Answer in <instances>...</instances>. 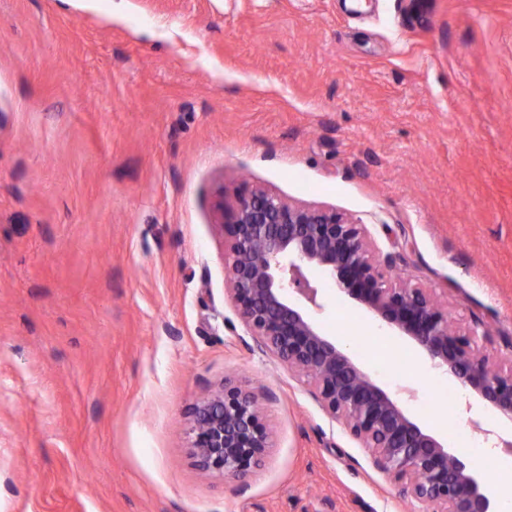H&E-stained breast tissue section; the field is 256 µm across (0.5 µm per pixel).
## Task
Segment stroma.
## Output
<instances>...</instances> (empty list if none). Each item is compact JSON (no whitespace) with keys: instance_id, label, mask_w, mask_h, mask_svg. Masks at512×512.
Masks as SVG:
<instances>
[{"instance_id":"35a3bbf8","label":"stroma","mask_w":512,"mask_h":512,"mask_svg":"<svg viewBox=\"0 0 512 512\" xmlns=\"http://www.w3.org/2000/svg\"><path fill=\"white\" fill-rule=\"evenodd\" d=\"M261 186L365 224L512 360V0H0V512H420L314 388L260 350L211 202ZM329 336L423 427L435 384L317 277ZM232 380L274 446L200 470L193 403Z\"/></svg>"}]
</instances>
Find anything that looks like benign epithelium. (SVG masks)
Segmentation results:
<instances>
[{
	"mask_svg": "<svg viewBox=\"0 0 512 512\" xmlns=\"http://www.w3.org/2000/svg\"><path fill=\"white\" fill-rule=\"evenodd\" d=\"M213 211L217 232L230 241L226 283L236 314L257 346L313 385L323 408L371 450L373 466L392 476L401 496L427 512H492L501 489L480 483L455 449L324 332L313 315L321 305L308 272L329 275L350 303L409 338L435 368L511 422L512 367L481 352L474 330L451 326L435 294L388 278L364 225L352 218L265 187L241 191L227 206L221 192ZM188 436L200 469L243 485L273 447L254 394L227 381L193 405Z\"/></svg>",
	"mask_w": 512,
	"mask_h": 512,
	"instance_id": "1",
	"label": "benign epithelium"
}]
</instances>
